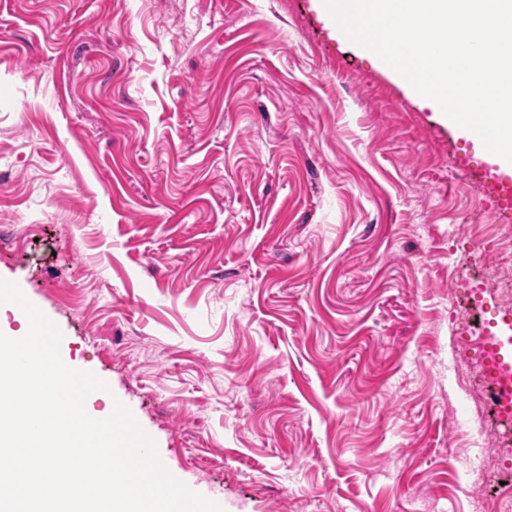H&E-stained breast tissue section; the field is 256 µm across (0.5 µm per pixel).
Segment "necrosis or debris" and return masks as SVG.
I'll return each instance as SVG.
<instances>
[{
  "label": "necrosis or debris",
  "mask_w": 512,
  "mask_h": 512,
  "mask_svg": "<svg viewBox=\"0 0 512 512\" xmlns=\"http://www.w3.org/2000/svg\"><path fill=\"white\" fill-rule=\"evenodd\" d=\"M489 267V280L458 314L459 322L472 329L483 360L480 395L465 435L478 449L470 469L473 485L482 487L497 477L493 491L499 512H512V469L507 466L512 459V335L502 327L487 330L479 317L489 297L498 301L504 319L512 321V270L502 271L494 261Z\"/></svg>",
  "instance_id": "1"
}]
</instances>
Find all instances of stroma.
Segmentation results:
<instances>
[{
  "label": "stroma",
  "instance_id": "stroma-1",
  "mask_svg": "<svg viewBox=\"0 0 512 512\" xmlns=\"http://www.w3.org/2000/svg\"><path fill=\"white\" fill-rule=\"evenodd\" d=\"M488 163L317 0H0V279L222 512H471Z\"/></svg>",
  "mask_w": 512,
  "mask_h": 512
}]
</instances>
